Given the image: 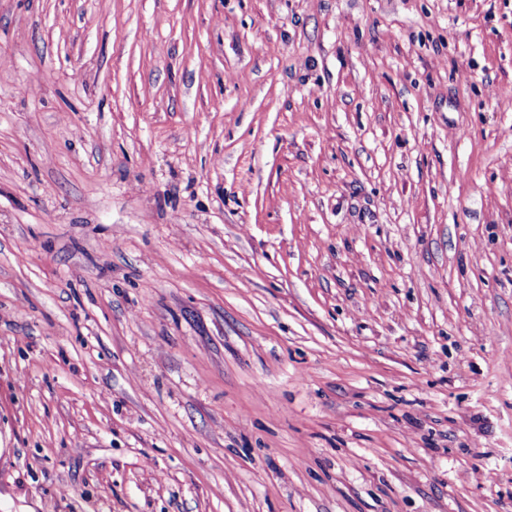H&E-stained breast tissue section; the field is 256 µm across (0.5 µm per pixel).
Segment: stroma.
Listing matches in <instances>:
<instances>
[{
	"instance_id": "obj_1",
	"label": "stroma",
	"mask_w": 512,
	"mask_h": 512,
	"mask_svg": "<svg viewBox=\"0 0 512 512\" xmlns=\"http://www.w3.org/2000/svg\"><path fill=\"white\" fill-rule=\"evenodd\" d=\"M507 88L512 0H0V512H512Z\"/></svg>"
}]
</instances>
